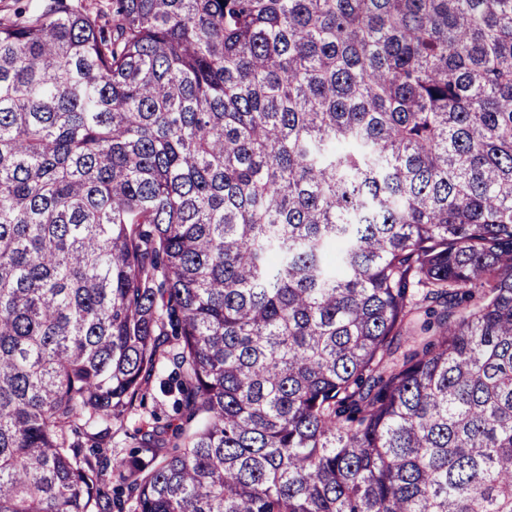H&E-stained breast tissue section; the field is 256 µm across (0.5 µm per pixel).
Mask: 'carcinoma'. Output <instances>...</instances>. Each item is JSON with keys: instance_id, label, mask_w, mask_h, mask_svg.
Returning <instances> with one entry per match:
<instances>
[{"instance_id": "carcinoma-1", "label": "carcinoma", "mask_w": 512, "mask_h": 512, "mask_svg": "<svg viewBox=\"0 0 512 512\" xmlns=\"http://www.w3.org/2000/svg\"><path fill=\"white\" fill-rule=\"evenodd\" d=\"M0 512H512V0L0 15ZM154 411L159 417V423L163 425L172 418L174 415L171 405L169 404L168 398H166L159 390V384L153 383L150 387L149 393L146 399V409L139 410L138 414L131 415L125 418L122 423V429L115 433L112 438V448L116 447L118 451L128 448H122L124 446L123 441L125 439L124 433H134L139 428H148L153 424L151 412Z\"/></svg>"}]
</instances>
